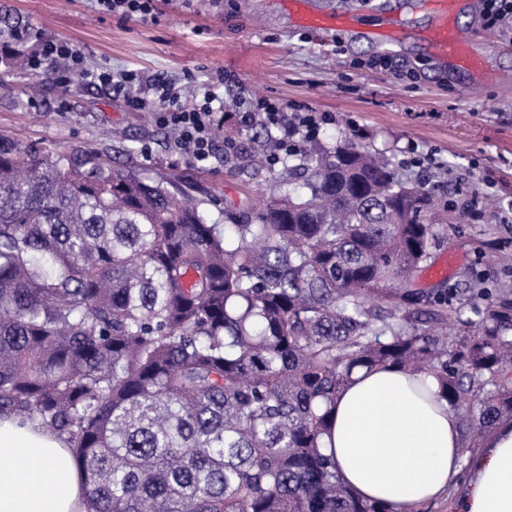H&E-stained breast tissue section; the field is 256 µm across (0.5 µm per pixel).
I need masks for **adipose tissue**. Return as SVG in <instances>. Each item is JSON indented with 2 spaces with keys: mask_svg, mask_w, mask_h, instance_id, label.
I'll list each match as a JSON object with an SVG mask.
<instances>
[{
  "mask_svg": "<svg viewBox=\"0 0 512 512\" xmlns=\"http://www.w3.org/2000/svg\"><path fill=\"white\" fill-rule=\"evenodd\" d=\"M327 452L361 497L417 512L448 493L460 468L456 412L431 374L356 370L337 397ZM85 490L66 441L0 416V512H84ZM459 512H512V421L487 434Z\"/></svg>",
  "mask_w": 512,
  "mask_h": 512,
  "instance_id": "ef3b65f1",
  "label": "adipose tissue"
}]
</instances>
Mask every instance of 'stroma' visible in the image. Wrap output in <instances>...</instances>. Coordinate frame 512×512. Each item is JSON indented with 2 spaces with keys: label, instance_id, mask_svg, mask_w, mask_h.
<instances>
[{
  "label": "stroma",
  "instance_id": "35a3bbf8",
  "mask_svg": "<svg viewBox=\"0 0 512 512\" xmlns=\"http://www.w3.org/2000/svg\"><path fill=\"white\" fill-rule=\"evenodd\" d=\"M316 12H356L362 29L393 22L400 39L380 45L344 31L298 27L279 0H157L153 21L124 19L99 9L96 0H0V134L47 150L99 156L114 169L163 183L194 199L211 224L251 214L258 193L273 194L281 167L229 174L223 159L208 166L169 139L150 113L130 110L110 88L80 78L66 87L35 79L25 59L39 40L15 42V27L39 39L73 43L85 66L146 76L133 92L152 98L151 79H164L187 103L207 88L224 100L213 130L216 148L254 134L240 124L250 102L265 98L332 113L318 142L346 137L385 152L397 175L430 193L438 240L431 265L447 256V277L420 272L416 285L430 293L464 287L472 268L487 286L512 280V24L484 27L462 10L476 53L490 56L494 73L474 81L439 65L427 47L421 0H307ZM236 75L224 85L218 71ZM476 198L481 214H463L459 197ZM507 240L508 256L479 263L490 240Z\"/></svg>",
  "mask_w": 512,
  "mask_h": 512
}]
</instances>
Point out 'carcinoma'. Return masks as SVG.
<instances>
[{
	"mask_svg": "<svg viewBox=\"0 0 512 512\" xmlns=\"http://www.w3.org/2000/svg\"><path fill=\"white\" fill-rule=\"evenodd\" d=\"M276 144L237 150L249 166ZM288 179L230 232L92 154L0 135V413L70 444L87 512H390L323 452L358 367L435 375L482 427L512 415V298L461 340L455 288L414 287L431 198L346 139L281 156Z\"/></svg>",
	"mask_w": 512,
	"mask_h": 512,
	"instance_id": "1",
	"label": "carcinoma"
}]
</instances>
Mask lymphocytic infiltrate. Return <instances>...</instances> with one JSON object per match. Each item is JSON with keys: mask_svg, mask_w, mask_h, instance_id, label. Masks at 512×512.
Instances as JSON below:
<instances>
[{"mask_svg": "<svg viewBox=\"0 0 512 512\" xmlns=\"http://www.w3.org/2000/svg\"><path fill=\"white\" fill-rule=\"evenodd\" d=\"M26 65L34 75H53L60 84L70 83L73 76L79 75L110 87L113 94L122 97L131 110L151 112L159 123L177 131L179 146L195 162L204 165L210 163L213 157L212 131L216 122L213 94L204 93L199 103L189 105L163 81L158 80L154 83L153 99L130 95L128 87L138 82L137 74L128 73L117 80L109 69H86L80 50L63 40L41 41L38 51L27 59ZM331 118V113L310 110L297 113L293 122L287 124L282 120L279 105L266 99L257 101L253 109L239 115L241 124L246 126L259 123L269 129H284V136L278 140V150L282 153L294 145L296 135H303L307 139L315 137L320 126Z\"/></svg>", "mask_w": 512, "mask_h": 512, "instance_id": "1", "label": "lymphocytic infiltrate"}]
</instances>
